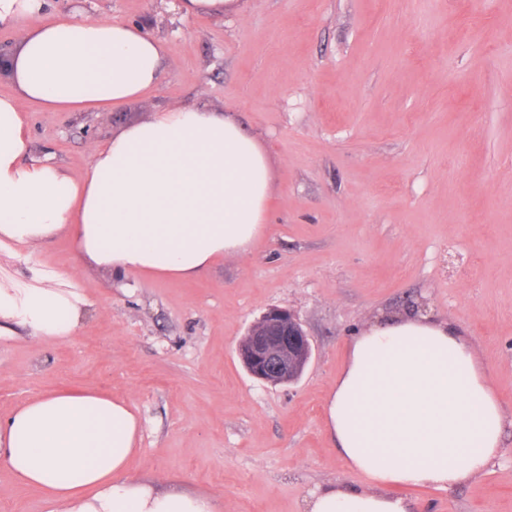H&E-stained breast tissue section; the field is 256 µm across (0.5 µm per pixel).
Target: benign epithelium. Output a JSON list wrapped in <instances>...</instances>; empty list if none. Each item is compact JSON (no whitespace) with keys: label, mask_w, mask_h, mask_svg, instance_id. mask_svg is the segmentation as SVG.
<instances>
[{"label":"benign epithelium","mask_w":512,"mask_h":512,"mask_svg":"<svg viewBox=\"0 0 512 512\" xmlns=\"http://www.w3.org/2000/svg\"><path fill=\"white\" fill-rule=\"evenodd\" d=\"M237 353L255 379L271 386L290 385L303 375L311 361L313 346L295 312L273 307L247 330Z\"/></svg>","instance_id":"7a95c632"}]
</instances>
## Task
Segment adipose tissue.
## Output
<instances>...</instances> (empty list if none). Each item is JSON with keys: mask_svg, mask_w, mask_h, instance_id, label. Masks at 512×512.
Here are the masks:
<instances>
[{"mask_svg": "<svg viewBox=\"0 0 512 512\" xmlns=\"http://www.w3.org/2000/svg\"><path fill=\"white\" fill-rule=\"evenodd\" d=\"M49 0H0V27L27 18L13 57L16 93L0 96V245L36 248L66 234L82 258L119 274L190 279L247 252L268 222L262 147L230 116L172 105L93 148L72 179L51 158L23 162L25 107L110 109L161 79L168 47L136 23L50 17ZM68 274L34 269L0 286V324L35 341L76 335L90 306ZM341 459L366 483L312 492L305 512H409L393 486L447 489L501 455L503 412L473 347L427 313L383 312L353 337L326 405ZM140 422L125 400L43 394L0 421V465L57 512H221L211 496L159 491L128 476Z\"/></svg>", "mask_w": 512, "mask_h": 512, "instance_id": "1", "label": "adipose tissue"}]
</instances>
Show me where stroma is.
Instances as JSON below:
<instances>
[{
    "label": "stroma",
    "instance_id": "35a3bbf8",
    "mask_svg": "<svg viewBox=\"0 0 512 512\" xmlns=\"http://www.w3.org/2000/svg\"><path fill=\"white\" fill-rule=\"evenodd\" d=\"M51 16L135 22L171 53L158 86L99 112L26 107V159L73 178L112 133L179 104L233 116L265 151L270 222L246 253L190 280L113 276L66 236L0 258L84 285L77 334L0 335V417L93 389L141 423L131 473L223 512H303L309 491L363 490L325 424L352 337L377 311H429L475 349L504 416L502 456L448 490L392 488L412 512H512V0H244L184 16L177 0H51ZM271 306L314 351L272 387L236 348ZM0 512H54L0 468Z\"/></svg>",
    "mask_w": 512,
    "mask_h": 512
}]
</instances>
